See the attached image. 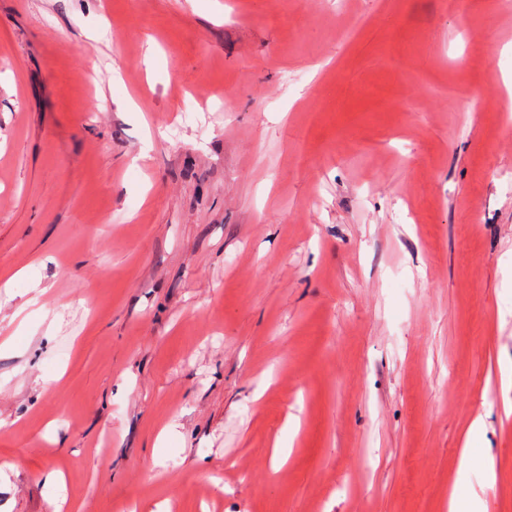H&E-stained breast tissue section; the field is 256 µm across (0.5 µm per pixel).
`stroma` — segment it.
<instances>
[{"mask_svg": "<svg viewBox=\"0 0 512 512\" xmlns=\"http://www.w3.org/2000/svg\"><path fill=\"white\" fill-rule=\"evenodd\" d=\"M511 84L501 0H0V512H446L479 413L512 512Z\"/></svg>", "mask_w": 512, "mask_h": 512, "instance_id": "stroma-1", "label": "stroma"}]
</instances>
